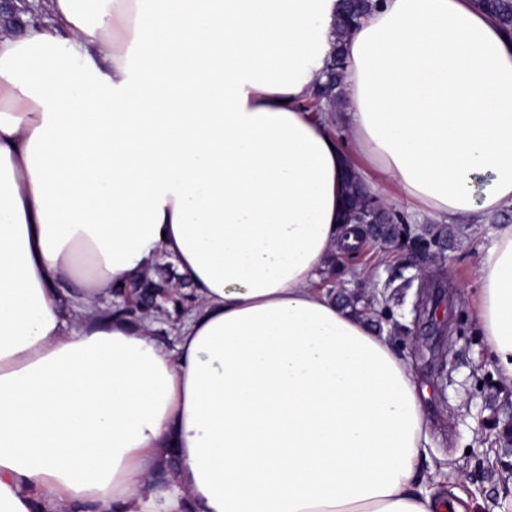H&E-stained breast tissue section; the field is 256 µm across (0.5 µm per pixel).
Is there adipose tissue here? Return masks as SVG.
Masks as SVG:
<instances>
[{"instance_id": "adipose-tissue-1", "label": "adipose tissue", "mask_w": 512, "mask_h": 512, "mask_svg": "<svg viewBox=\"0 0 512 512\" xmlns=\"http://www.w3.org/2000/svg\"><path fill=\"white\" fill-rule=\"evenodd\" d=\"M0 30V512H446L398 348L320 279L342 171L435 224L512 208V34L379 0H42ZM346 125L347 141L334 130ZM172 263L192 307L104 319ZM472 318L512 384V224ZM340 2V11L336 16V45L331 65L325 72L326 79L320 84L318 90V94L321 95L325 87H330L332 100L337 102L342 99L346 76L345 36L357 25L359 19L376 5L371 0H367L363 4L355 3V0H341Z\"/></svg>"}]
</instances>
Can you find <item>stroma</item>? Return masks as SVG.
I'll use <instances>...</instances> for the list:
<instances>
[{
    "mask_svg": "<svg viewBox=\"0 0 512 512\" xmlns=\"http://www.w3.org/2000/svg\"><path fill=\"white\" fill-rule=\"evenodd\" d=\"M497 227L494 221L471 231L451 225L447 257L430 267L431 278L447 281L446 300L434 313L414 312L420 284L415 268L404 267L400 255L373 241L345 259V276L321 282L339 297L366 290L375 300H388L390 318L371 311L365 317L400 349L425 390L428 456L463 512H512V469L493 426L512 414V386L499 380L471 315L478 268ZM446 320L456 328L443 336L439 329Z\"/></svg>",
    "mask_w": 512,
    "mask_h": 512,
    "instance_id": "stroma-1",
    "label": "stroma"
}]
</instances>
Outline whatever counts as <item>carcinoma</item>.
I'll list each match as a JSON object with an SVG mask.
<instances>
[{
    "label": "carcinoma",
    "mask_w": 512,
    "mask_h": 512,
    "mask_svg": "<svg viewBox=\"0 0 512 512\" xmlns=\"http://www.w3.org/2000/svg\"><path fill=\"white\" fill-rule=\"evenodd\" d=\"M475 3L480 9L490 13L492 19L502 28L512 30V0H475ZM374 6L373 0H367L363 4L355 0H341L340 11L336 16V45L331 65L325 72V80L319 86L321 92L325 87H330L334 101H340L343 95L346 76L345 36ZM343 179L346 187L343 223L350 224L353 217L365 215L370 223L375 224L383 217L390 220L387 224L389 237L395 239L406 232H412L402 214L392 213L377 204V199L362 186L353 171H345ZM446 237H448V229L444 226H430L423 229L421 233L413 235L414 240L425 248L431 247ZM112 295V306L103 314L106 319L115 315L133 320L148 315L159 318L169 317L173 313L180 318L193 304L191 295L175 289L162 271L158 272V278L155 280L131 278L115 287Z\"/></svg>",
    "instance_id": "1"
}]
</instances>
